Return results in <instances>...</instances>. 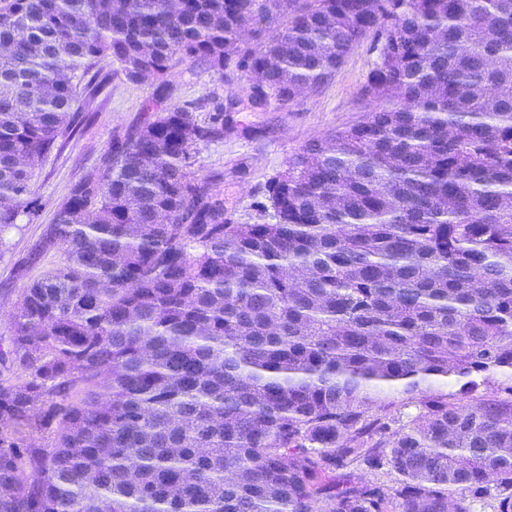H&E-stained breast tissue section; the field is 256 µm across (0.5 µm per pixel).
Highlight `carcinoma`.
Listing matches in <instances>:
<instances>
[{"mask_svg":"<svg viewBox=\"0 0 512 512\" xmlns=\"http://www.w3.org/2000/svg\"><path fill=\"white\" fill-rule=\"evenodd\" d=\"M369 33L376 107L235 223L200 147ZM105 59L248 85L202 124L160 84L18 266L0 512H512V0H3L0 234Z\"/></svg>","mask_w":512,"mask_h":512,"instance_id":"cac0c4a2","label":"carcinoma"}]
</instances>
